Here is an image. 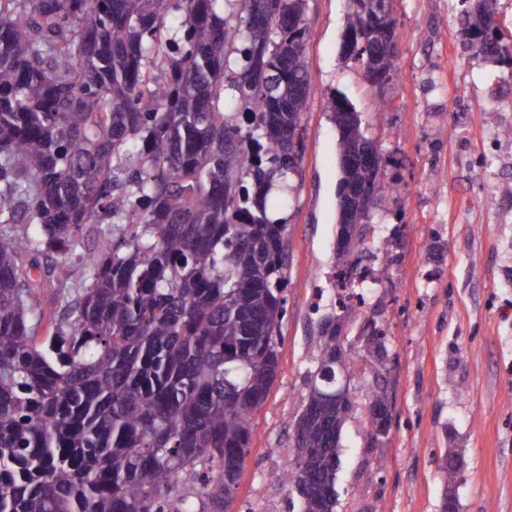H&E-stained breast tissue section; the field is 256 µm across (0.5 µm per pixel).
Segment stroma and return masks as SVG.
Here are the masks:
<instances>
[{
	"label": "stroma",
	"instance_id": "35a3bbf8",
	"mask_svg": "<svg viewBox=\"0 0 512 512\" xmlns=\"http://www.w3.org/2000/svg\"><path fill=\"white\" fill-rule=\"evenodd\" d=\"M348 0H310L309 108L287 217V315L277 377L260 409L227 512H298L278 481L319 359L325 317L355 341L365 320L386 357L350 363L355 408L342 431L336 512H441L439 463L456 449L457 512H512V68L462 43L458 0H392L401 77L370 90L342 57ZM345 95L379 147L385 181L356 268L375 279L359 312L342 309L334 252L340 169L329 98ZM382 376L392 428L366 445V395Z\"/></svg>",
	"mask_w": 512,
	"mask_h": 512
}]
</instances>
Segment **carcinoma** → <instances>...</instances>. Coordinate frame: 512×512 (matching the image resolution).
<instances>
[{
    "mask_svg": "<svg viewBox=\"0 0 512 512\" xmlns=\"http://www.w3.org/2000/svg\"><path fill=\"white\" fill-rule=\"evenodd\" d=\"M382 0H350L345 58L399 77ZM493 0H459L475 54L512 60ZM309 0H0V512H226L279 369L290 188L308 108ZM262 13L264 25L253 23ZM169 14L181 17L168 36ZM292 16V27L280 26ZM339 158L368 139L328 100ZM338 197L395 187L340 165ZM83 236L84 275L51 270L69 331L42 326L41 256ZM365 236L337 248L352 268ZM336 329L308 380L287 483L335 512ZM367 434L391 428L387 387Z\"/></svg>",
    "mask_w": 512,
    "mask_h": 512,
    "instance_id": "cac0c4a2",
    "label": "carcinoma"
}]
</instances>
